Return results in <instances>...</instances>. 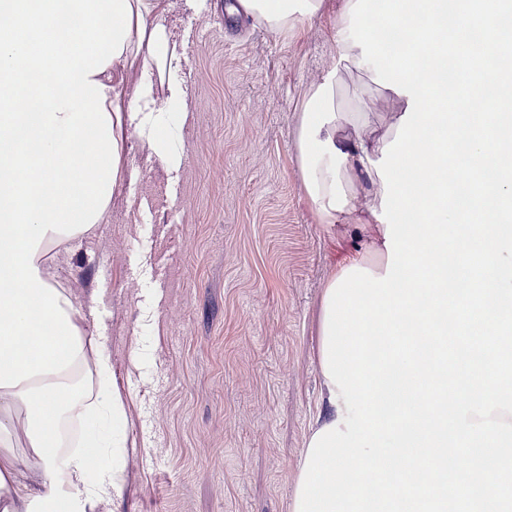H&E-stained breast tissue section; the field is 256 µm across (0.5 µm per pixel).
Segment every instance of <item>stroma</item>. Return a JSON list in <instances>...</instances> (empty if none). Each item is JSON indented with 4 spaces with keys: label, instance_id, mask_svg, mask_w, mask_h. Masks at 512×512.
Wrapping results in <instances>:
<instances>
[{
    "label": "stroma",
    "instance_id": "obj_1",
    "mask_svg": "<svg viewBox=\"0 0 512 512\" xmlns=\"http://www.w3.org/2000/svg\"><path fill=\"white\" fill-rule=\"evenodd\" d=\"M174 0L187 117H174L176 179L125 132L126 181L108 221L47 264L112 355L127 450L124 512H290L300 452L320 411L321 296L344 245L320 224L295 141L312 87L336 64L339 0L281 38ZM392 109L365 77L343 111Z\"/></svg>",
    "mask_w": 512,
    "mask_h": 512
}]
</instances>
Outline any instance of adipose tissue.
Masks as SVG:
<instances>
[{"label":"adipose tissue","mask_w":512,"mask_h":512,"mask_svg":"<svg viewBox=\"0 0 512 512\" xmlns=\"http://www.w3.org/2000/svg\"><path fill=\"white\" fill-rule=\"evenodd\" d=\"M354 2L343 0L336 15V65L305 103L296 150L320 222L360 241L339 270L357 265L379 278L386 226L357 222L354 181L365 179L369 207L379 209L373 163L396 131L369 136V102L352 112L336 103L343 76L370 71L348 38ZM243 4L281 36L325 8V0ZM169 12L168 0H0V512H122L120 452L91 427L125 413L105 387L112 357L103 344L87 346L82 311L44 258L104 220L122 178L124 131L135 129L165 167L179 166L165 133L186 106Z\"/></svg>","instance_id":"adipose-tissue-1"}]
</instances>
